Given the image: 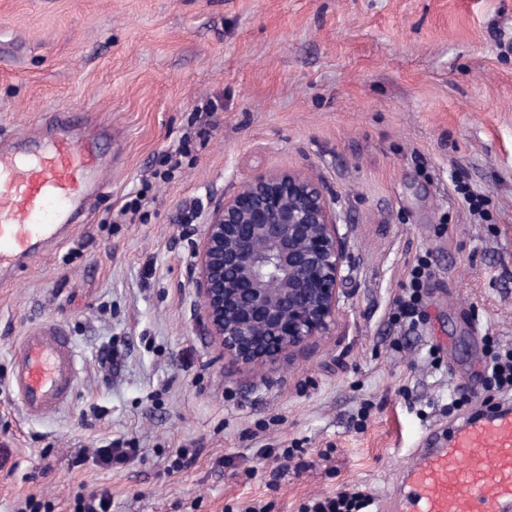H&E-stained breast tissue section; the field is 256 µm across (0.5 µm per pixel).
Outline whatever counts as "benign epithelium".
<instances>
[{
	"instance_id": "benign-epithelium-1",
	"label": "benign epithelium",
	"mask_w": 512,
	"mask_h": 512,
	"mask_svg": "<svg viewBox=\"0 0 512 512\" xmlns=\"http://www.w3.org/2000/svg\"><path fill=\"white\" fill-rule=\"evenodd\" d=\"M341 212L323 186L261 171L203 226L194 288L206 330L243 365L325 336L347 279Z\"/></svg>"
}]
</instances>
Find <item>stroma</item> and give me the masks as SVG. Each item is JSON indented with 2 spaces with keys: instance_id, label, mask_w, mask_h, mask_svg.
Here are the masks:
<instances>
[{
  "instance_id": "35a3bbf8",
  "label": "stroma",
  "mask_w": 512,
  "mask_h": 512,
  "mask_svg": "<svg viewBox=\"0 0 512 512\" xmlns=\"http://www.w3.org/2000/svg\"><path fill=\"white\" fill-rule=\"evenodd\" d=\"M59 112L111 126L107 173L0 283V512L99 489L112 512H301L354 487L387 512L430 432L512 403L481 385L454 406L489 341L512 348V0H0V136ZM260 170L333 194L348 279L327 335L251 367L204 333L191 277L206 219ZM423 256L410 326L393 313ZM41 323L84 372L29 418L11 361ZM117 439L136 456L97 463Z\"/></svg>"
}]
</instances>
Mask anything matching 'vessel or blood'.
I'll list each match as a JSON object with an SVG mask.
<instances>
[{"label":"vessel or blood","instance_id":"obj_1","mask_svg":"<svg viewBox=\"0 0 512 512\" xmlns=\"http://www.w3.org/2000/svg\"><path fill=\"white\" fill-rule=\"evenodd\" d=\"M103 172L96 137L71 135L62 112L46 134L0 144L1 278L72 232ZM78 377V355L59 326L22 336L10 381L26 416L63 409ZM405 474L395 512H512V410L468 418L412 455Z\"/></svg>","mask_w":512,"mask_h":512}]
</instances>
